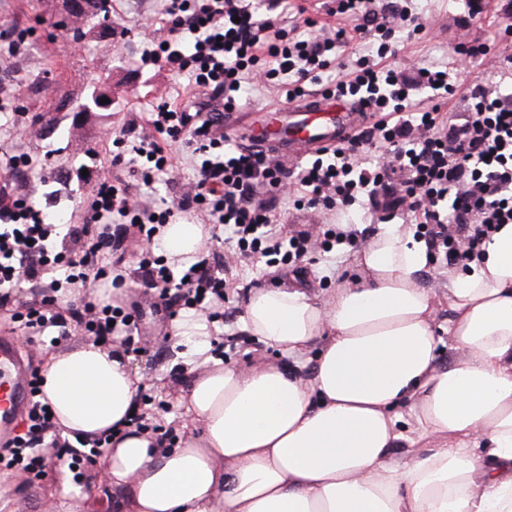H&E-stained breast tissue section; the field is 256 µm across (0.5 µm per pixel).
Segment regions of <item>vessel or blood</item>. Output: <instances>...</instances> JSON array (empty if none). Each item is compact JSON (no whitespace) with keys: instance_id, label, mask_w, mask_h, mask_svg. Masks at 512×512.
<instances>
[{"instance_id":"b4317fda","label":"vessel or blood","mask_w":512,"mask_h":512,"mask_svg":"<svg viewBox=\"0 0 512 512\" xmlns=\"http://www.w3.org/2000/svg\"><path fill=\"white\" fill-rule=\"evenodd\" d=\"M366 118L342 101L311 96L289 107L261 112L247 127L252 146L288 151L300 159L365 126ZM30 368L15 344L0 342V437L8 436L23 414Z\"/></svg>"}]
</instances>
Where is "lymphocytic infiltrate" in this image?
Returning a JSON list of instances; mask_svg holds the SVG:
<instances>
[{
	"label": "lymphocytic infiltrate",
	"instance_id": "f902f5d3",
	"mask_svg": "<svg viewBox=\"0 0 512 512\" xmlns=\"http://www.w3.org/2000/svg\"><path fill=\"white\" fill-rule=\"evenodd\" d=\"M328 13L339 25L318 29L293 0H269L264 14L254 0H160L148 22L166 26L170 37L147 49L142 65L188 76L223 98L224 109L159 105L148 118L154 136L117 139L112 163L129 166L150 189L179 174L172 147L180 142L195 171L190 188L154 206L134 199L129 186L101 182L74 230L82 241L74 252H51L55 227L29 198L0 205V320L31 339L59 342L77 329L131 350L136 307L115 295L63 306L57 294L72 286L121 287L133 230L146 244L136 281L153 290L156 309L173 318L183 306L217 318L236 285L230 265L206 250L188 265L153 251L159 227L177 216L211 226V240L226 236L233 258L243 263L290 265L337 244L362 247L363 232L350 224L329 225L317 238L280 224L289 204L331 214L359 206L374 223L415 225L432 260L457 264L479 256L486 239L512 224V95L477 79L461 82L443 62L405 55L404 43L426 28L413 0H336ZM360 42L367 53L337 62V49ZM277 78L286 102L316 85L355 103L370 121L293 175L274 153L225 142V113ZM458 96L466 109L450 111ZM22 288L31 298L15 303ZM43 383L33 374L26 429L0 444L1 465L37 476L44 470L39 448L56 429Z\"/></svg>",
	"mask_w": 512,
	"mask_h": 512
}]
</instances>
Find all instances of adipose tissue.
<instances>
[{
    "mask_svg": "<svg viewBox=\"0 0 512 512\" xmlns=\"http://www.w3.org/2000/svg\"><path fill=\"white\" fill-rule=\"evenodd\" d=\"M413 234L378 225L362 276L326 300L255 290L241 326L279 362L225 366L207 317L183 310L172 335L203 373L180 403L200 434L171 449L123 429L104 482L127 490V512H512V224L466 270H444L442 324ZM207 239L168 224L158 247L181 258ZM445 343L461 354L446 369ZM43 375L58 429L86 439L125 419L141 382L127 356L90 343L51 354Z\"/></svg>",
    "mask_w": 512,
    "mask_h": 512,
    "instance_id": "obj_1",
    "label": "adipose tissue"
}]
</instances>
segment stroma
Here are the masks:
<instances>
[{"label":"stroma","instance_id":"35a3bbf8","mask_svg":"<svg viewBox=\"0 0 512 512\" xmlns=\"http://www.w3.org/2000/svg\"><path fill=\"white\" fill-rule=\"evenodd\" d=\"M156 7V0H112V21L124 24L126 35L101 39L89 33L75 41L55 26L62 0H0V30L25 38L18 52L13 51L10 40L0 39V106L20 113L29 124L46 115L56 123L54 131L33 132L19 140L0 129V156L25 153L36 168L35 174L24 178H13L0 170V201L25 196L46 205V199H53V206L46 207L48 215L59 224L56 248H79V241L68 231L81 224L82 205L99 181L132 182L127 168L112 164L115 133L131 130L138 135L149 134L147 114L164 102L174 107L192 103L210 110L221 106L220 101L210 99L185 77L165 68L142 65L140 57L149 40L168 36L163 26L145 31L137 24ZM420 8L429 25L407 48L418 57L432 60L441 58L459 36L470 41L491 37L501 21L498 10L491 9L464 32L457 23L464 12L461 0H422ZM102 73L109 80L101 84L97 77ZM95 91L111 94V110L82 116L55 109L61 98L82 100ZM41 168L53 172L54 181L41 182L37 174ZM357 258V253L336 248L314 255L295 271L262 263L243 266L239 273L243 290L230 293L229 304L244 307L250 295L247 285L252 281L263 288H278L303 280L313 293L327 297L342 281L360 276ZM172 325L164 314L145 310L138 341L146 352L131 356L130 365L143 377L153 396L147 408L149 415L173 424L184 440L193 436L194 430L178 395L193 376L184 373L171 378L165 374L173 356ZM240 330L239 323L228 324L220 317L213 321L214 333L233 336L223 348L225 365L243 367L280 360L278 350L264 346L255 337L241 335ZM45 457V472L40 478H29L17 470L0 472V481L9 489L0 498V512H44L49 502H65L72 512H81L88 498H101L102 463L87 467L77 479L54 451H46Z\"/></svg>","mask_w":512,"mask_h":512}]
</instances>
